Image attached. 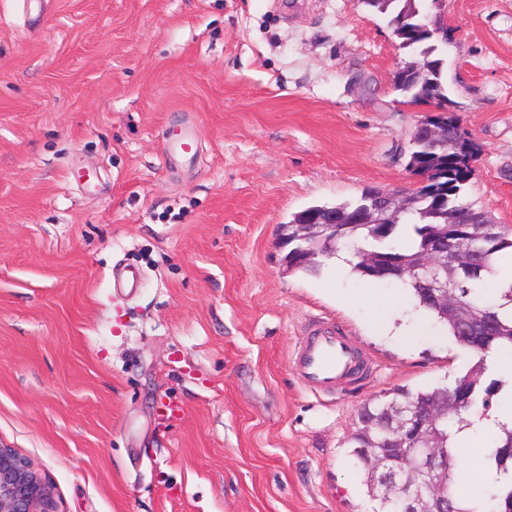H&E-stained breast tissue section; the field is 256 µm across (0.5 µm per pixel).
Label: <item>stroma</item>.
Wrapping results in <instances>:
<instances>
[{
  "label": "stroma",
  "instance_id": "stroma-1",
  "mask_svg": "<svg viewBox=\"0 0 512 512\" xmlns=\"http://www.w3.org/2000/svg\"><path fill=\"white\" fill-rule=\"evenodd\" d=\"M442 20L468 199L512 225V0ZM402 57L358 0H0V443L55 512H372L358 408L477 356L431 317L375 329L366 289L418 310L393 284L286 272L279 227L417 187ZM315 321L364 357L334 394L291 368Z\"/></svg>",
  "mask_w": 512,
  "mask_h": 512
}]
</instances>
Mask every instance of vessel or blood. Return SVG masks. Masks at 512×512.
Instances as JSON below:
<instances>
[{
  "label": "vessel or blood",
  "mask_w": 512,
  "mask_h": 512,
  "mask_svg": "<svg viewBox=\"0 0 512 512\" xmlns=\"http://www.w3.org/2000/svg\"><path fill=\"white\" fill-rule=\"evenodd\" d=\"M357 359L347 337L318 326L298 353L295 365L310 388L326 390L349 380Z\"/></svg>",
  "instance_id": "1"
}]
</instances>
